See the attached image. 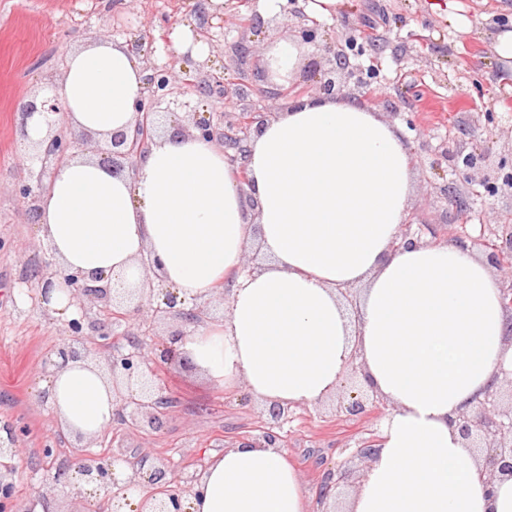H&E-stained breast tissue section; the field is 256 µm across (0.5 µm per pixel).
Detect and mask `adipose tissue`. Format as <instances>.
<instances>
[{
  "mask_svg": "<svg viewBox=\"0 0 512 512\" xmlns=\"http://www.w3.org/2000/svg\"><path fill=\"white\" fill-rule=\"evenodd\" d=\"M145 75L123 39L92 38L67 52L53 92L69 126L105 143L133 127ZM246 168L243 184L223 149L192 133L155 137L132 178L73 158L41 197L37 235L88 276L139 284L147 257L186 303L223 289V318L175 344L217 386L313 406L359 360L390 410L346 512H512V478L487 484L457 427L512 371L502 286L470 247L400 246L415 188L403 131L356 101L296 99L252 139ZM253 242L267 262L247 271ZM41 386L68 435L94 439L116 420L112 382L90 360ZM189 506L307 512L285 451L239 444L213 455Z\"/></svg>",
  "mask_w": 512,
  "mask_h": 512,
  "instance_id": "ef3b65f1",
  "label": "adipose tissue"
}]
</instances>
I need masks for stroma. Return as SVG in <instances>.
Listing matches in <instances>:
<instances>
[{
    "instance_id": "obj_1",
    "label": "stroma",
    "mask_w": 512,
    "mask_h": 512,
    "mask_svg": "<svg viewBox=\"0 0 512 512\" xmlns=\"http://www.w3.org/2000/svg\"><path fill=\"white\" fill-rule=\"evenodd\" d=\"M202 0H0V425H14L23 456L16 470L0 471L9 484V512H95L77 473L60 482L46 472L45 450L70 461L82 452L134 462L144 452L170 460L176 475L191 480L211 455L235 440L257 434L267 408L244 389L227 391L209 384L186 364H156L159 383L175 398L160 430L114 425L86 441L63 435L39 383L45 363L68 336L66 319L54 316L31 280V261L46 259L28 211L15 192L28 175L19 131L20 104L41 97L59 81L67 52L93 37L137 39L142 60L170 59L158 34L164 16L186 18ZM448 0H342L336 17L319 19L293 0L287 18L260 15L257 0H224L222 17L209 20L210 73L222 76L225 99L196 97L200 112H278L294 97L319 93L321 70L355 31L365 50L351 53L349 67L336 73V95L355 99L403 129L417 171L409 221L422 240L478 236L483 224L506 234L512 216V184L495 195L481 185L499 169L512 171V59L495 52L498 33L512 31V0H457L464 24L448 22ZM316 27L302 64L288 83L269 75L263 61L279 40L294 38L297 24ZM245 43L238 57L232 49ZM384 86V95L372 89ZM278 92L275 100L260 90ZM469 154L479 162L470 180L458 172ZM470 209L462 221L454 201ZM360 385L346 373L336 394L313 407L295 409L280 433L288 458L302 478L311 512H318L317 488L324 468L345 465L351 486L366 469L352 457L355 444L379 432L372 417L349 415L344 405Z\"/></svg>"
}]
</instances>
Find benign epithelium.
Masks as SVG:
<instances>
[{
	"mask_svg": "<svg viewBox=\"0 0 512 512\" xmlns=\"http://www.w3.org/2000/svg\"><path fill=\"white\" fill-rule=\"evenodd\" d=\"M337 68L324 71L320 76V88L323 93H334L336 86V69L344 70L347 57L337 54ZM149 71L146 79V93L136 102V120L129 131L112 133L110 145L98 149L100 162L112 169L114 174L135 171L136 158L153 140L155 130L164 114L163 104L175 108L189 106L182 100L187 94L218 93L226 95L224 79L208 74L201 76L205 66L199 65L194 70L184 67L176 74L165 66L145 65ZM41 115L61 112L56 98L43 95L28 101L21 112V127H27L28 119L34 113ZM266 120L264 112H249L239 115L236 120L224 121L223 113L200 112L193 123V130L204 140L224 142L230 135L239 143L246 145L251 134L260 131ZM85 144V138L79 137L63 123L58 122L46 145L40 150L37 158L41 163L40 172L27 182L18 186L17 194L22 197L27 210L32 216L39 212V199L57 168L77 153ZM492 229L481 225L479 240L489 248L488 261L500 268L512 265V237L498 246L489 243L486 233ZM46 271L40 272L38 284L41 285V299L47 295L54 282L61 279L69 287L70 298L76 301L79 308L85 304H98L108 314L128 319L143 310L151 313L155 322L176 320L180 329L171 334L169 341L151 346L153 358H148L143 344L132 341L130 348L115 347L109 361L112 374V386L119 401L117 420L129 427L147 425L158 429L162 424V416L171 407L169 397L163 395L162 388L156 383L149 362L172 363L176 361V353L172 343L186 335L183 326L188 323L199 324L210 313L209 303H197L186 309L178 305L177 297L168 289H159L156 293L161 300L154 301V293L145 288H127L101 274L88 277L82 273L70 272L51 262L46 263ZM70 337L56 352V358L49 360L55 368L63 367L68 361L86 356L87 340L94 339L100 346L107 345L111 330L108 324L99 321L86 322V314L68 321ZM269 426L258 435H249L246 441L264 444L268 447H283L282 436L277 432L282 424L288 422L293 410L288 406L274 403L268 407ZM458 427L467 447L478 450L480 441H488L486 454L482 462V474L486 480L493 482L505 476L512 477V406L506 410L497 408L495 401L485 398L478 410L469 416L459 419ZM120 459L106 456H90L82 454L75 458L73 465L86 481L93 483L103 492L104 512H124L128 506V496L137 491L142 494L138 512H189L186 507L187 496L192 491L193 483H181L175 474L170 461L162 457L143 454L131 465V472L120 481L115 477V466ZM347 472L343 468L328 469L320 479L319 502L327 503L336 496V492L344 483Z\"/></svg>",
	"mask_w": 512,
	"mask_h": 512,
	"instance_id": "1",
	"label": "benign epithelium"
}]
</instances>
